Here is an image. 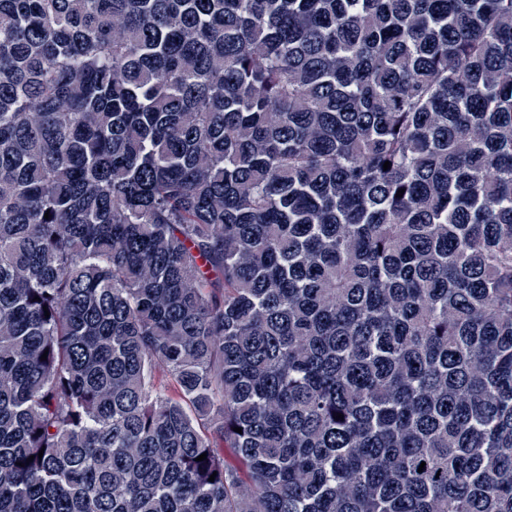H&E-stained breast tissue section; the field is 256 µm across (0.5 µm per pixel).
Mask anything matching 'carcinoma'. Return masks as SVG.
Returning <instances> with one entry per match:
<instances>
[{"instance_id": "cac0c4a2", "label": "carcinoma", "mask_w": 512, "mask_h": 512, "mask_svg": "<svg viewBox=\"0 0 512 512\" xmlns=\"http://www.w3.org/2000/svg\"><path fill=\"white\" fill-rule=\"evenodd\" d=\"M0 512H512V0H0Z\"/></svg>"}]
</instances>
